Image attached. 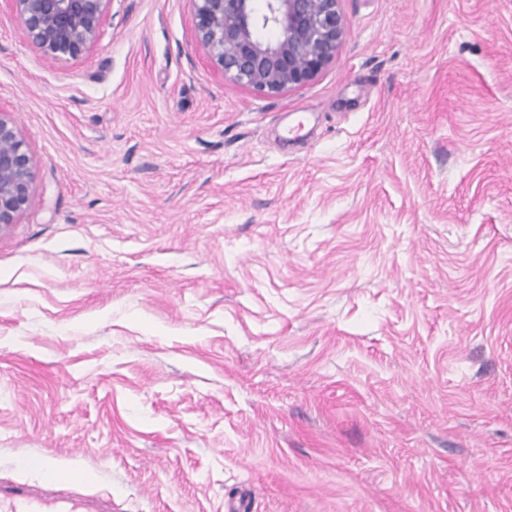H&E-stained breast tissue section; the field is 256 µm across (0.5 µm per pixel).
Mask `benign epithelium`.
I'll return each instance as SVG.
<instances>
[{
  "label": "benign epithelium",
  "mask_w": 512,
  "mask_h": 512,
  "mask_svg": "<svg viewBox=\"0 0 512 512\" xmlns=\"http://www.w3.org/2000/svg\"><path fill=\"white\" fill-rule=\"evenodd\" d=\"M53 60L97 40L109 0H0ZM196 36L224 76L263 94L299 88L335 57L344 34L339 0H193ZM33 157L0 108V228L35 202Z\"/></svg>",
  "instance_id": "7a95c632"
}]
</instances>
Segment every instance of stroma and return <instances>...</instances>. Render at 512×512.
I'll list each match as a JSON object with an SVG mask.
<instances>
[{"label":"stroma","instance_id":"stroma-1","mask_svg":"<svg viewBox=\"0 0 512 512\" xmlns=\"http://www.w3.org/2000/svg\"><path fill=\"white\" fill-rule=\"evenodd\" d=\"M303 87L192 0L55 61L0 12V476L116 512H512V0H340ZM7 113L0 107V229L35 202L33 157Z\"/></svg>","mask_w":512,"mask_h":512}]
</instances>
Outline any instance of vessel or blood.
I'll return each mask as SVG.
<instances>
[{
    "label": "vessel or blood",
    "instance_id": "vessel-or-blood-1",
    "mask_svg": "<svg viewBox=\"0 0 512 512\" xmlns=\"http://www.w3.org/2000/svg\"><path fill=\"white\" fill-rule=\"evenodd\" d=\"M41 484L0 481V512H112L108 497L73 494L72 474L44 466Z\"/></svg>",
    "mask_w": 512,
    "mask_h": 512
}]
</instances>
